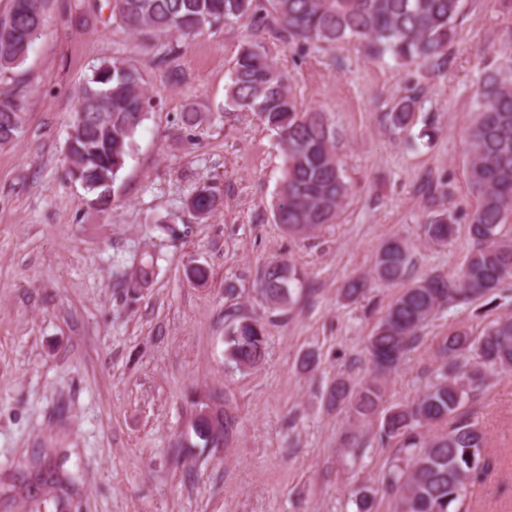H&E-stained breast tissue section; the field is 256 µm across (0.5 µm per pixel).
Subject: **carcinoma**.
Instances as JSON below:
<instances>
[{"label":"carcinoma","mask_w":512,"mask_h":512,"mask_svg":"<svg viewBox=\"0 0 512 512\" xmlns=\"http://www.w3.org/2000/svg\"><path fill=\"white\" fill-rule=\"evenodd\" d=\"M47 0H11L0 17V81L26 59L44 22ZM113 21L133 34L189 37L221 25L272 29L288 42L306 47L359 44L390 56L399 66L440 74L448 67L462 0H109ZM226 107L252 112L276 133L283 156L273 222L289 235L308 238L336 222L351 184L336 154V130L322 109L302 108L288 73L278 67L262 42H244L235 57L226 88ZM419 96L409 94L387 113L391 130L413 121ZM22 89L0 91V145L12 142L27 111ZM152 108L142 73L114 58L94 68L83 86L67 133L69 177L80 173L92 205L112 211L114 186L136 135ZM467 128V181L476 204L468 214L471 248L451 278L431 274L404 288L369 337L372 375L358 383L333 382L326 400L346 405L361 421L379 415V439L395 441L397 457L378 486L361 485L353 494L356 512H373L378 495L395 500L394 512H469V488L490 466L486 437L464 408L489 380L512 371V315L490 321L478 335L459 326L443 337L435 380L417 400L384 407V382L415 351L421 331L439 310L482 300L502 299L512 282V235L503 232L512 217V66L484 72ZM224 203L212 183L186 197V209L205 217ZM457 218L447 208L430 211L424 221L427 241L443 244L455 232ZM411 263L407 244L387 240L378 250L371 277H357L344 288L349 300L363 296L373 281L395 284L406 279ZM153 258L132 273L143 286L154 277ZM303 288V275L287 259L263 269L260 301L284 311ZM266 325L258 317L238 316L224 334L225 360L250 369L265 357ZM447 428L431 432V426ZM203 445L217 444L208 420L196 419Z\"/></svg>","instance_id":"obj_1"}]
</instances>
